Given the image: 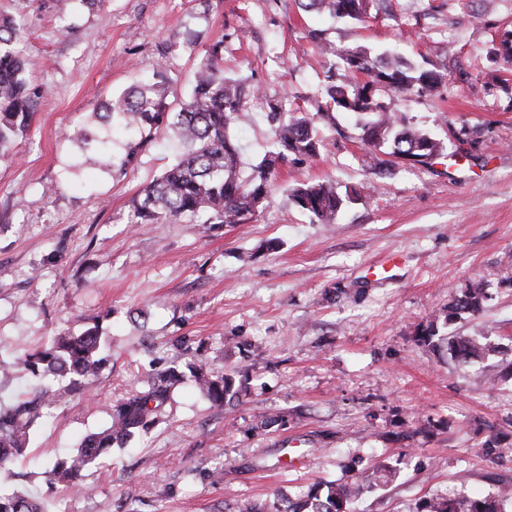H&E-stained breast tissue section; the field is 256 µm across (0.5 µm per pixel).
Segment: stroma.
I'll return each mask as SVG.
<instances>
[{"label":"stroma","instance_id":"obj_1","mask_svg":"<svg viewBox=\"0 0 512 512\" xmlns=\"http://www.w3.org/2000/svg\"><path fill=\"white\" fill-rule=\"evenodd\" d=\"M391 0L365 21L303 11L297 0H0L26 32L28 79L47 90L14 159H0V345L23 354L51 336L100 323L111 360L91 396L45 410L34 424L24 489L46 512H248L275 493L395 467L352 512H411L421 499L512 485L482 445L512 448V379L488 366L512 360V82L491 51L512 31V0ZM336 46L399 51L446 73L437 92L378 97L402 124L441 139L447 158L365 170L356 114L320 126L327 146L292 159L244 224H134L140 190L173 161L158 132L128 157L132 134L107 130V155L81 153L76 131L102 103L168 64L179 110L208 47L224 43L227 77L263 90L233 127L243 160L269 150V101L316 110L324 63L313 33ZM324 179L353 190L336 223L289 199ZM491 299L442 327L483 336L492 352L462 360L425 345L470 282ZM202 347L229 375L234 405L216 408L183 384L146 436L90 466L89 496L48 482L47 464L106 427L110 402L145 385L151 360Z\"/></svg>","mask_w":512,"mask_h":512}]
</instances>
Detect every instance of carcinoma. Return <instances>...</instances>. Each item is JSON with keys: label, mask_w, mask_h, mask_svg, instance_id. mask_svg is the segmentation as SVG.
I'll list each match as a JSON object with an SVG mask.
<instances>
[{"label": "carcinoma", "mask_w": 512, "mask_h": 512, "mask_svg": "<svg viewBox=\"0 0 512 512\" xmlns=\"http://www.w3.org/2000/svg\"><path fill=\"white\" fill-rule=\"evenodd\" d=\"M305 10L328 12L340 19L364 20L373 0H300ZM23 28L10 18H0V157L14 138L30 126L46 90L25 77L27 61L19 45ZM316 48L324 60L340 59L344 69L361 76L352 85L336 79V65L324 71L322 96L318 104L322 119L331 118L323 108L339 109L359 116L366 148V166L381 172L393 159L430 165L447 156L446 146L429 133L400 124L395 113L377 98L380 88H388L408 98L430 94L445 83L446 75L434 68L416 67L397 53H374L365 46L336 49L318 37ZM224 40L213 43L196 72L194 83L176 112L167 109L168 84L164 80L135 86L95 112L104 128L117 122L139 134L128 156L144 146L159 129L172 132L180 143V153L165 171L147 184L132 206L134 224H244L267 199L273 170L290 156L315 158L324 146V137L314 126L315 114L297 105L288 110L271 107L267 121L273 147L242 178L240 151L230 130L242 112L251 90L224 76ZM82 149L105 152L108 141L82 133L77 137ZM356 192H340L330 181L300 184L289 190V198L319 224H333ZM490 296L480 282L465 288L448 307L444 322L483 310ZM102 332L95 324L78 334L61 332L42 349L27 353L18 363L46 381L44 387L18 397L11 408L0 409V464L14 463L24 456L30 441V427L47 405H57L90 390L106 364L102 354ZM449 350L468 358H481L487 346L475 337L449 342ZM189 374L171 365L147 375L146 389L109 406L110 424L86 436L76 453L57 459L48 471L53 483L68 493L89 494L85 470L107 458L112 444H124L146 433L173 390L190 378L196 389L212 404L224 406L227 396L236 395L232 378L212 370L199 360L188 366ZM377 483L357 478L340 483L316 484L310 491L281 499L273 506H255L251 512H349L350 505L371 491ZM12 512H46L43 502L29 493L10 491ZM512 496L498 488L481 497L463 489L448 495L421 500L416 512H504Z\"/></svg>", "instance_id": "carcinoma-1"}]
</instances>
